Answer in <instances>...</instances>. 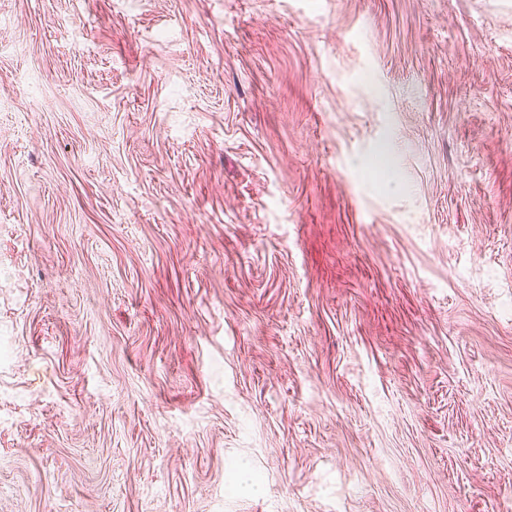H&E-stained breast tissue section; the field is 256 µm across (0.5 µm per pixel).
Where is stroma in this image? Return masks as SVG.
<instances>
[{
	"label": "stroma",
	"mask_w": 512,
	"mask_h": 512,
	"mask_svg": "<svg viewBox=\"0 0 512 512\" xmlns=\"http://www.w3.org/2000/svg\"><path fill=\"white\" fill-rule=\"evenodd\" d=\"M0 512H512V0H0Z\"/></svg>",
	"instance_id": "1"
}]
</instances>
